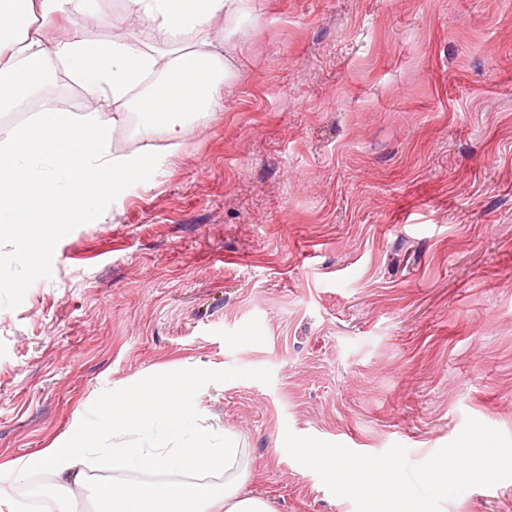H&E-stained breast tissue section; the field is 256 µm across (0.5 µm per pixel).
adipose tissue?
<instances>
[{
	"mask_svg": "<svg viewBox=\"0 0 512 512\" xmlns=\"http://www.w3.org/2000/svg\"><path fill=\"white\" fill-rule=\"evenodd\" d=\"M89 2L0 0V112L26 111L53 61L91 98L82 116L45 106L0 138V238L36 225L39 234L17 239L16 247L45 260L64 218L100 214L125 196L132 175L151 176L148 141L156 131L179 146L187 121L220 107L236 45L217 25L249 15L256 0H122L112 12ZM60 16L75 24L65 37L48 32ZM85 23L112 34L88 37L80 30ZM130 110L144 116L147 144L114 152L112 134L125 128ZM195 411L188 386L174 403L160 391H135L104 408L120 441L101 449L97 466L129 475L96 488L99 512H271L264 500L239 494L246 475L239 448L214 444L204 430L180 443L176 431ZM161 420L164 434L152 435ZM86 464L75 449L52 447L18 459L13 469L21 481L49 472L62 488H81Z\"/></svg>",
	"mask_w": 512,
	"mask_h": 512,
	"instance_id": "ef3b65f1",
	"label": "adipose tissue"
}]
</instances>
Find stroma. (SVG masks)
Segmentation results:
<instances>
[{
  "label": "stroma",
  "instance_id": "stroma-1",
  "mask_svg": "<svg viewBox=\"0 0 512 512\" xmlns=\"http://www.w3.org/2000/svg\"><path fill=\"white\" fill-rule=\"evenodd\" d=\"M222 107L52 259L0 243L5 463L188 380L272 512H355L286 432L419 463L512 436V0H261ZM41 100L81 113L53 66ZM442 512H512V480Z\"/></svg>",
  "mask_w": 512,
  "mask_h": 512
}]
</instances>
